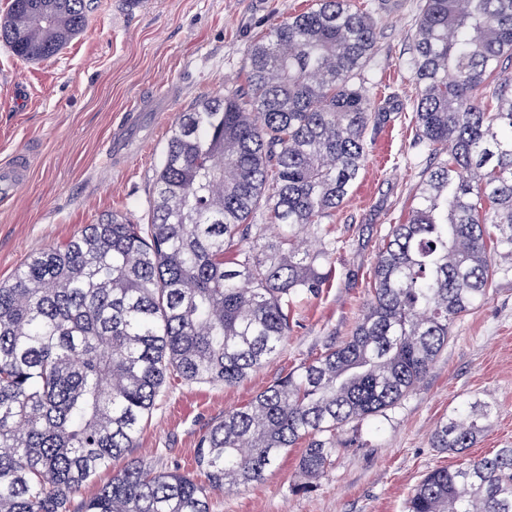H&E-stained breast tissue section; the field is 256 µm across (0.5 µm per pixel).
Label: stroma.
I'll return each instance as SVG.
<instances>
[{
  "label": "stroma",
  "mask_w": 512,
  "mask_h": 512,
  "mask_svg": "<svg viewBox=\"0 0 512 512\" xmlns=\"http://www.w3.org/2000/svg\"><path fill=\"white\" fill-rule=\"evenodd\" d=\"M372 12L375 53L363 87L389 108L369 130L365 166L330 220L332 275L296 299L278 354L234 386L166 385L128 459L195 474L205 432L276 379L350 336L371 298L372 268L390 225L402 222L430 166L414 144L417 94L409 67L421 0H352ZM316 0H96L84 30L58 55L18 59L0 42V168L21 162L23 185L0 203V282L33 253L66 243L105 213L138 219L178 113L245 85V49ZM488 402L487 430L465 455L432 448L430 434L460 404ZM512 447V274L458 320L447 348L379 428L347 426L333 465L298 492L301 448L262 481L209 491L211 512H405L422 476Z\"/></svg>",
  "instance_id": "1"
}]
</instances>
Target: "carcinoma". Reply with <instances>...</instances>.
Segmentation results:
<instances>
[{"label":"carcinoma","instance_id":"1","mask_svg":"<svg viewBox=\"0 0 512 512\" xmlns=\"http://www.w3.org/2000/svg\"><path fill=\"white\" fill-rule=\"evenodd\" d=\"M90 9L9 0L0 40L50 59ZM375 44L373 16L349 0L272 26L246 47L245 88L176 117L145 222L106 214L0 282V512H210L207 489L259 482L300 443L296 489L309 492L340 431L395 408L512 272V0H423L411 109L435 164L382 240L351 336L224 413L197 449L204 482L130 461L74 507L135 447L162 388L236 385L277 354L294 299L329 278L325 220L364 166L367 130L389 119L353 84ZM481 85L492 112L472 97ZM490 415L460 407L432 447L464 453ZM406 509L512 512V447L429 471Z\"/></svg>","mask_w":512,"mask_h":512}]
</instances>
